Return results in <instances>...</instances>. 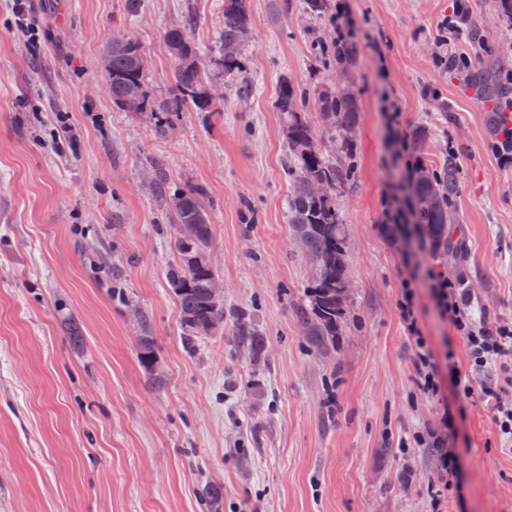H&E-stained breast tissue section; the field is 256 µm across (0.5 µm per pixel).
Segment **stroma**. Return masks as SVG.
Here are the masks:
<instances>
[{
    "mask_svg": "<svg viewBox=\"0 0 512 512\" xmlns=\"http://www.w3.org/2000/svg\"><path fill=\"white\" fill-rule=\"evenodd\" d=\"M299 2L248 0L247 91L217 81V111L186 113L161 137L153 113L113 104L103 48L113 32L134 34L147 86L164 91L166 30L192 5L208 63L224 0H141L135 13L127 0H29L35 51L0 0V512H512V448L488 403L463 397L460 379L484 378L426 276L462 282L487 327L512 321V162L492 149L491 102L438 61L460 3L472 24L456 53L512 73V22L501 0H332L351 14L356 55L321 74L308 48L325 29ZM284 78L345 85L360 108L339 200L350 303L325 348L298 315L307 267L287 221ZM417 126L430 135L411 162L460 168L448 227L465 244L458 256L419 248L393 218L396 154ZM157 167L165 190L193 185L211 203L206 259L224 285V326L191 341L166 278L178 254L149 185ZM411 248L435 398L417 386L400 312ZM240 313L260 351L237 336ZM442 401L458 467L437 506L431 450L398 442L435 425ZM213 485L220 501L204 495Z\"/></svg>",
    "mask_w": 512,
    "mask_h": 512,
    "instance_id": "obj_1",
    "label": "stroma"
}]
</instances>
